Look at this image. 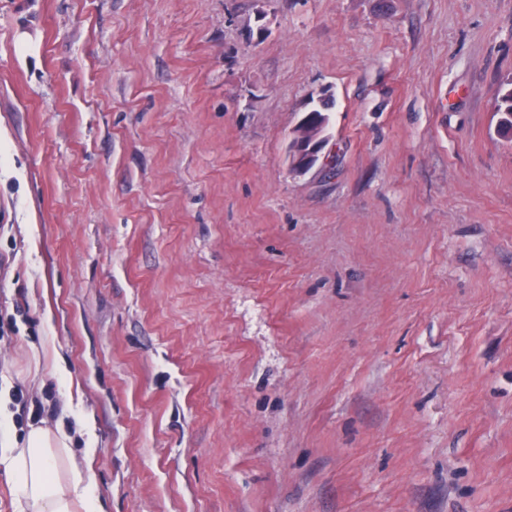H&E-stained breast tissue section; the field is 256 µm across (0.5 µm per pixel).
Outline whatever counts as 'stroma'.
Returning <instances> with one entry per match:
<instances>
[{
  "mask_svg": "<svg viewBox=\"0 0 512 512\" xmlns=\"http://www.w3.org/2000/svg\"><path fill=\"white\" fill-rule=\"evenodd\" d=\"M510 80L512 0H0V410L104 512H512ZM309 130L298 133L292 138L294 155L290 158V170L296 175H303L311 170L321 157L322 139ZM319 154V155H318Z\"/></svg>",
  "mask_w": 512,
  "mask_h": 512,
  "instance_id": "35a3bbf8",
  "label": "stroma"
}]
</instances>
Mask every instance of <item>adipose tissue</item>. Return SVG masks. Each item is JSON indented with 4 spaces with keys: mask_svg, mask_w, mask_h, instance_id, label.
<instances>
[{
    "mask_svg": "<svg viewBox=\"0 0 512 512\" xmlns=\"http://www.w3.org/2000/svg\"><path fill=\"white\" fill-rule=\"evenodd\" d=\"M0 465L17 484L18 512H101L61 431L33 424L20 440L10 418L0 414Z\"/></svg>",
    "mask_w": 512,
    "mask_h": 512,
    "instance_id": "1",
    "label": "adipose tissue"
}]
</instances>
